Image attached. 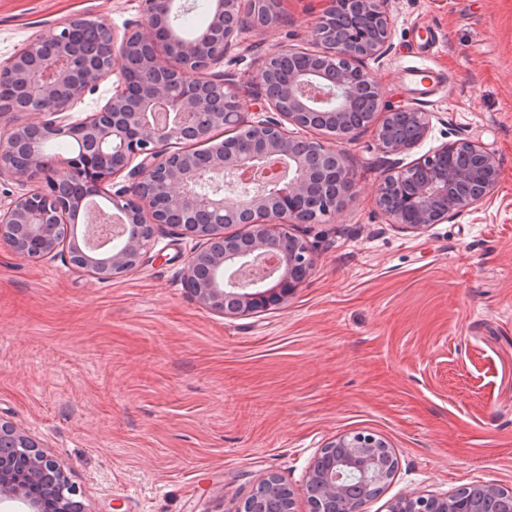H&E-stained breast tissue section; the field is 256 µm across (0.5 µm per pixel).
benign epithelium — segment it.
<instances>
[{"mask_svg": "<svg viewBox=\"0 0 512 512\" xmlns=\"http://www.w3.org/2000/svg\"><path fill=\"white\" fill-rule=\"evenodd\" d=\"M288 0H210L207 23L189 37L175 22L191 9L187 0H140V16L120 34L93 20L107 65L89 64L77 40L86 17L74 15L41 30L0 64V77L14 88L13 111L42 116L0 133V178L37 179L34 188L0 204V241L18 256L58 258L100 280L120 277L142 265L156 231L169 227L195 242L183 283L198 303L225 316L265 312L285 303L314 267L313 248L292 233L296 224L333 217L356 186L341 144L375 127L380 148L403 154L427 137L431 114L400 106L380 109L382 90L359 62L378 57L391 33L386 0H326L312 29L321 50L305 52L308 63L274 80L276 60L299 49L279 46L262 60L259 109L247 117L248 102L224 59L241 46L250 29H264L284 16ZM112 96L98 111L76 118L71 110L110 77ZM163 107L179 122L160 127L149 114ZM328 133L332 141L289 130ZM230 127V146L212 133ZM60 138L73 143L72 156L50 155L41 144ZM180 143H205L200 157L176 152ZM107 194L111 210L93 212L88 200L118 178ZM495 156L478 143L446 142L413 164L385 174L376 203L391 223L415 234L471 212L487 201L499 182ZM238 191L224 197V180ZM241 218L240 231L224 232V214ZM87 218L84 242L75 234L79 214ZM274 253L276 264L257 282L237 275L247 260ZM29 462L27 483L15 480L12 463ZM395 459L385 443L360 433L338 437L311 461L306 492L312 512H363L376 488L391 478ZM45 487L60 512L72 510L79 491L66 464L30 434L0 424V512H42L27 492L48 472ZM256 490L268 503L255 512H292L293 493L274 474ZM502 487L476 483L454 495L401 496L390 512H498Z\"/></svg>", "mask_w": 512, "mask_h": 512, "instance_id": "7a95c632", "label": "benign epithelium"}]
</instances>
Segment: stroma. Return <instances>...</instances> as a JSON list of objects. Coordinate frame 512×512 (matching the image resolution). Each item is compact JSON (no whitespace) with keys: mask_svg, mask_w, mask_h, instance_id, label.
I'll use <instances>...</instances> for the list:
<instances>
[{"mask_svg":"<svg viewBox=\"0 0 512 512\" xmlns=\"http://www.w3.org/2000/svg\"><path fill=\"white\" fill-rule=\"evenodd\" d=\"M324 0H288L247 32L224 70L244 98L276 47L312 49ZM391 38L364 65L383 107L433 116L409 152L373 129L344 143L356 172L335 217L298 224L311 275L279 308L234 318L184 287L192 248L166 227L146 263L109 281L0 244V423L67 464L87 512H237L275 474L311 512L308 466L362 433L386 442L392 477L365 512L401 495L512 488V0H386ZM82 14L123 29L138 0H0V62ZM426 57L448 76L427 101L404 83ZM494 154L500 180L479 209L417 235L376 204L380 177L445 142Z\"/></svg>","mask_w":512,"mask_h":512,"instance_id":"obj_1","label":"stroma"}]
</instances>
